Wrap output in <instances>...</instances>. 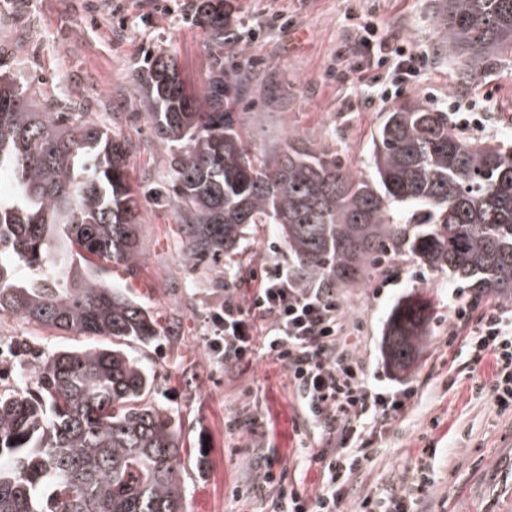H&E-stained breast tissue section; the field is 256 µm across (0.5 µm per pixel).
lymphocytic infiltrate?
I'll use <instances>...</instances> for the list:
<instances>
[{
  "label": "lymphocytic infiltrate",
  "instance_id": "lymphocytic-infiltrate-1",
  "mask_svg": "<svg viewBox=\"0 0 512 512\" xmlns=\"http://www.w3.org/2000/svg\"><path fill=\"white\" fill-rule=\"evenodd\" d=\"M366 32L362 47L379 64L390 65L394 85L418 77L427 66V55L398 36H382L373 25ZM209 322L211 350L228 365L250 363L254 333L262 331L264 352L286 368L305 414L336 439L334 447L308 458L322 473L321 489L312 496L285 487L272 461H265L263 482L272 493V512H346L351 483L368 461L371 445L404 411L411 391L392 396L371 387L363 364L346 344L347 323L333 290L295 287L280 265L268 266L249 303L225 289L224 305L211 312ZM460 337L474 359L489 354L496 363L492 383L477 384V393L499 412H512V309L492 304L482 310L477 301H455L448 339ZM428 482L425 470H418L412 493L364 496L357 512H414L413 495Z\"/></svg>",
  "mask_w": 512,
  "mask_h": 512
}]
</instances>
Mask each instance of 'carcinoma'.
Here are the masks:
<instances>
[{"label": "carcinoma", "mask_w": 512, "mask_h": 512, "mask_svg": "<svg viewBox=\"0 0 512 512\" xmlns=\"http://www.w3.org/2000/svg\"><path fill=\"white\" fill-rule=\"evenodd\" d=\"M232 0H197L208 39L204 86L188 88L176 60L139 65L153 134L170 154L177 234L190 261L230 266L253 224H274L301 286L355 288L408 252L467 283L512 299V153L469 139L448 114L407 101L372 141V175L356 176L302 139L257 151L235 107L249 91L224 69L237 40ZM441 48L478 68L512 53V0H442ZM0 75V315L98 338L36 359L35 388L0 393V512H183L176 426L152 402L153 374L127 350L163 328L112 285L111 267L139 259L140 188L131 142L87 112H67ZM427 308L391 314L386 357L410 366Z\"/></svg>", "instance_id": "cac0c4a2"}]
</instances>
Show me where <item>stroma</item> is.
<instances>
[{
	"label": "stroma",
	"instance_id": "obj_1",
	"mask_svg": "<svg viewBox=\"0 0 512 512\" xmlns=\"http://www.w3.org/2000/svg\"><path fill=\"white\" fill-rule=\"evenodd\" d=\"M0 0V70L44 97L98 112L133 145L129 166L143 189L140 257L134 271L115 268L114 285L128 289L166 333L132 345L153 372L154 402L175 423L181 443L177 473L185 512H270L271 499L236 500L234 486L255 482L257 453L273 460L288 485L315 493L322 478L308 465L328 437L304 414L287 370L256 354L250 365L216 362L209 347L212 307L225 287L249 302L272 263L288 264L272 224H258L244 239L232 266L189 263L176 233L174 203L155 198L166 185L169 153L154 137L131 75L150 52L176 59L183 77L202 87L208 62L205 33L192 20L194 0ZM440 0H235L239 44L224 50L226 66H243L251 91L241 109L256 110L248 135L256 148L297 137L332 152L353 174H367L372 137L389 109L413 100L475 122L465 136L512 146V55L505 53L470 74L451 61L436 37ZM372 23L412 43L432 64L402 93L384 98L386 68L349 56L360 25ZM361 65V77L342 76V57ZM396 276L374 271L357 288L337 289L348 319L359 323L347 342L381 389L413 390L408 407L375 444L349 493V506L391 488L407 492L418 462L429 483L416 496V512H512V413H499L478 395L475 382H491L493 356L474 361L447 345L452 291L459 283L408 253L396 254ZM428 303L425 342L413 366L394 371L384 335L394 309ZM25 342L42 354L90 345L91 337L60 332L0 315V390L19 385V365L4 352ZM248 418L233 433L228 416Z\"/></svg>",
	"mask_w": 512,
	"mask_h": 512
}]
</instances>
